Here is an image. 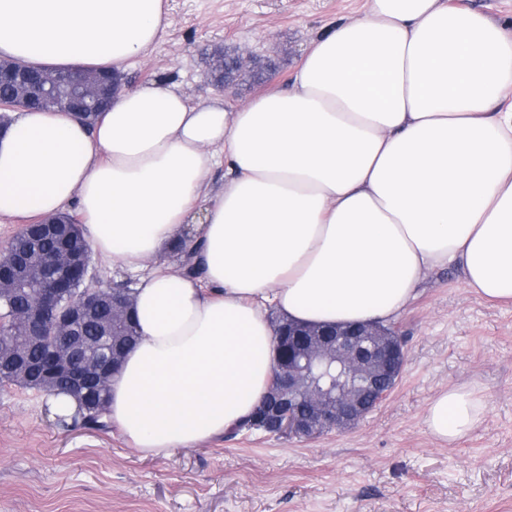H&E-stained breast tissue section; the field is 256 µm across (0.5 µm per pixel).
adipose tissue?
<instances>
[{
  "mask_svg": "<svg viewBox=\"0 0 512 512\" xmlns=\"http://www.w3.org/2000/svg\"><path fill=\"white\" fill-rule=\"evenodd\" d=\"M166 28L164 0H0V56L42 68L119 72ZM71 209L136 278L112 423L152 456L224 436L268 390L270 313L388 324L443 266L512 300V34L448 0H367L237 108L152 82L91 127L22 112L0 131V217ZM181 241L191 271L149 266ZM486 412L451 388L426 427L451 444Z\"/></svg>",
  "mask_w": 512,
  "mask_h": 512,
  "instance_id": "obj_1",
  "label": "adipose tissue"
}]
</instances>
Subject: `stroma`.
Wrapping results in <instances>:
<instances>
[{"label":"stroma","mask_w":512,"mask_h":512,"mask_svg":"<svg viewBox=\"0 0 512 512\" xmlns=\"http://www.w3.org/2000/svg\"><path fill=\"white\" fill-rule=\"evenodd\" d=\"M165 3L167 35L125 65V85L164 78L189 102L236 105L287 87L314 39L361 16L364 0ZM218 49L272 69L217 90L203 59ZM394 328L408 354L396 386L354 429L312 440L243 430L147 457L118 427L61 428L45 394L0 386V512H512V302L438 268ZM451 386L489 408L448 444L425 417Z\"/></svg>","instance_id":"stroma-1"}]
</instances>
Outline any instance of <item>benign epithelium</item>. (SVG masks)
I'll use <instances>...</instances> for the list:
<instances>
[{
	"instance_id": "1",
	"label": "benign epithelium",
	"mask_w": 512,
	"mask_h": 512,
	"mask_svg": "<svg viewBox=\"0 0 512 512\" xmlns=\"http://www.w3.org/2000/svg\"><path fill=\"white\" fill-rule=\"evenodd\" d=\"M28 67L14 64L0 67V83L14 87L15 103L0 102V128L12 122L9 113L24 108H41V96L29 83ZM41 84L62 86L76 98L69 112H103L112 102L109 82L85 72L44 70ZM59 272L41 280L30 304L16 313V323L29 336L45 342L46 330H54L60 346L74 348L71 333L83 307L94 301L86 285L78 304L61 306L77 283L89 277V261H82L64 251L56 258ZM308 336H334L336 343L313 344L308 348H288L273 369L270 394L261 400L255 416L246 423L259 426V420L270 419L279 436L313 439L332 431L345 432L357 426L366 415L378 407L390 390L377 392L378 371L388 377L401 375L407 362V352L398 335L375 341L357 342L353 327H337L331 331H306ZM59 346L45 348L43 373L53 379L64 378L75 390L83 387L82 371L61 362Z\"/></svg>"
}]
</instances>
